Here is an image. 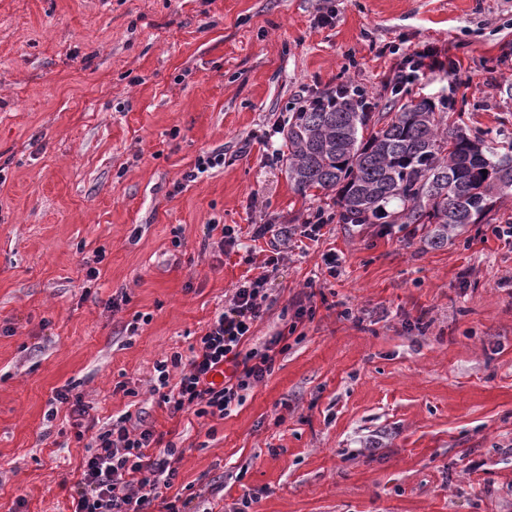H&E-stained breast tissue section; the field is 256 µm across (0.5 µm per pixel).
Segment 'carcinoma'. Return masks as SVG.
<instances>
[{
	"label": "carcinoma",
	"instance_id": "carcinoma-1",
	"mask_svg": "<svg viewBox=\"0 0 512 512\" xmlns=\"http://www.w3.org/2000/svg\"><path fill=\"white\" fill-rule=\"evenodd\" d=\"M286 141L294 189L333 197L340 224H432L430 244L440 246L512 196V143L499 152L497 140L448 125L425 98L381 126L351 103L294 112Z\"/></svg>",
	"mask_w": 512,
	"mask_h": 512
}]
</instances>
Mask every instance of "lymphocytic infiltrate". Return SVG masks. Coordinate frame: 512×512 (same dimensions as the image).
Listing matches in <instances>:
<instances>
[{
	"label": "lymphocytic infiltrate",
	"instance_id": "1",
	"mask_svg": "<svg viewBox=\"0 0 512 512\" xmlns=\"http://www.w3.org/2000/svg\"><path fill=\"white\" fill-rule=\"evenodd\" d=\"M458 61L445 62L435 50L403 53L394 76L392 95L421 80L426 72L456 74ZM267 275L240 282L221 313L208 326L180 372L171 380L167 362L155 366L154 392L171 414L224 417L241 404L242 393L264 381L276 357L283 353L284 335L271 337L262 349H246L254 323L261 318L267 299ZM156 442L152 428L131 424L121 416L97 433L72 494V512H150L177 475L175 449L162 456L149 455Z\"/></svg>",
	"mask_w": 512,
	"mask_h": 512
}]
</instances>
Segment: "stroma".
I'll list each match as a JSON object with an SVG mask.
<instances>
[{"label": "stroma", "mask_w": 512, "mask_h": 512, "mask_svg": "<svg viewBox=\"0 0 512 512\" xmlns=\"http://www.w3.org/2000/svg\"><path fill=\"white\" fill-rule=\"evenodd\" d=\"M387 44L459 72L391 95ZM347 82L377 118L449 95L510 137L512 0H0V512H72L85 444L45 419L64 387L97 427L129 413L175 449L163 495L186 512H512V243L493 233L512 198L442 247L398 224L290 241L247 342L287 334L271 374L223 418L151 393L259 275L252 225L335 212L266 153L298 93ZM214 150L223 166L184 181Z\"/></svg>", "instance_id": "35a3bbf8"}]
</instances>
